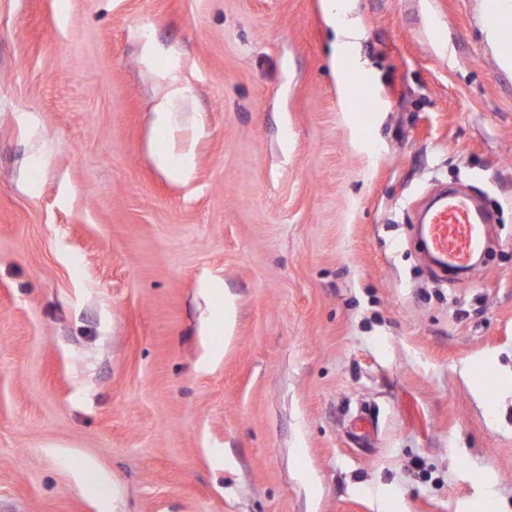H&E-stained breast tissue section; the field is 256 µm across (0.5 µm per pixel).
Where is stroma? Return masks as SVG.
I'll return each mask as SVG.
<instances>
[{"instance_id": "1", "label": "stroma", "mask_w": 512, "mask_h": 512, "mask_svg": "<svg viewBox=\"0 0 512 512\" xmlns=\"http://www.w3.org/2000/svg\"><path fill=\"white\" fill-rule=\"evenodd\" d=\"M488 4L354 0L363 117L322 0H0V512H512ZM445 186L493 219L461 275Z\"/></svg>"}]
</instances>
